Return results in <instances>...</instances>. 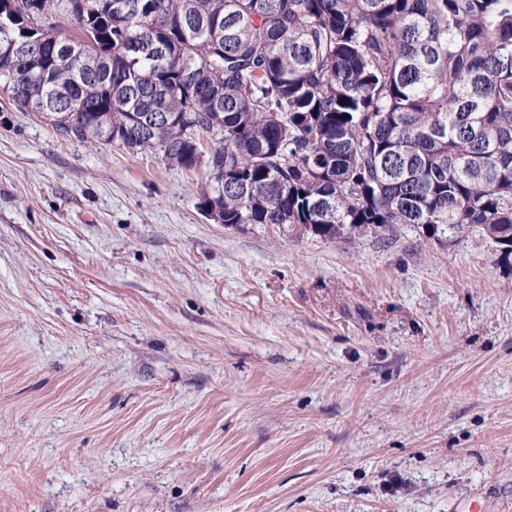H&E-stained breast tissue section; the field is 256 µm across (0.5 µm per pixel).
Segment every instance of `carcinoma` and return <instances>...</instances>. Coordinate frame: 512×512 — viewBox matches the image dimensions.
<instances>
[{
	"label": "carcinoma",
	"instance_id": "carcinoma-1",
	"mask_svg": "<svg viewBox=\"0 0 512 512\" xmlns=\"http://www.w3.org/2000/svg\"><path fill=\"white\" fill-rule=\"evenodd\" d=\"M100 3L0 0L17 111L188 170L210 140L226 224L512 253V0Z\"/></svg>",
	"mask_w": 512,
	"mask_h": 512
}]
</instances>
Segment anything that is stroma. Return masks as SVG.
I'll return each mask as SVG.
<instances>
[{
    "label": "stroma",
    "mask_w": 512,
    "mask_h": 512,
    "mask_svg": "<svg viewBox=\"0 0 512 512\" xmlns=\"http://www.w3.org/2000/svg\"><path fill=\"white\" fill-rule=\"evenodd\" d=\"M211 182L0 112V512H512V255Z\"/></svg>",
    "instance_id": "obj_1"
}]
</instances>
